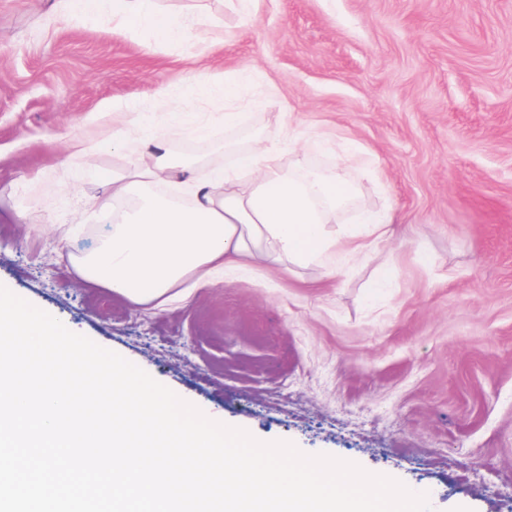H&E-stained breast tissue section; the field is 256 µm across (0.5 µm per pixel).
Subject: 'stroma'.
I'll list each match as a JSON object with an SVG mask.
<instances>
[{"instance_id":"stroma-1","label":"stroma","mask_w":512,"mask_h":512,"mask_svg":"<svg viewBox=\"0 0 512 512\" xmlns=\"http://www.w3.org/2000/svg\"><path fill=\"white\" fill-rule=\"evenodd\" d=\"M112 4L0 0V284L211 419L395 478L431 512H512V0H158L178 40L122 30ZM231 71L250 98L225 99ZM161 91L197 104L156 108ZM133 129L202 172L263 141L330 175L359 146L337 228L399 220L364 258L228 268L133 305L62 258L105 233L89 203Z\"/></svg>"}]
</instances>
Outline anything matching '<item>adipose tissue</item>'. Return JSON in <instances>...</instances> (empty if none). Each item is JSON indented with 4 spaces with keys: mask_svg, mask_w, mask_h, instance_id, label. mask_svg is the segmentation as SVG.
<instances>
[{
    "mask_svg": "<svg viewBox=\"0 0 512 512\" xmlns=\"http://www.w3.org/2000/svg\"><path fill=\"white\" fill-rule=\"evenodd\" d=\"M126 173L105 181L98 209L111 229L75 259L78 275L136 304L164 305L187 281L210 282L220 269L257 258L305 267L367 256L386 240L394 211L365 212L344 235L329 225L353 197L345 176L286 171L278 149L262 145L235 167L197 179L167 142L132 141Z\"/></svg>",
    "mask_w": 512,
    "mask_h": 512,
    "instance_id": "adipose-tissue-1",
    "label": "adipose tissue"
}]
</instances>
